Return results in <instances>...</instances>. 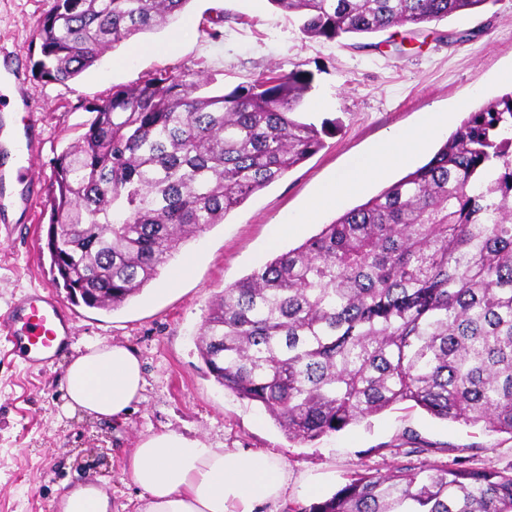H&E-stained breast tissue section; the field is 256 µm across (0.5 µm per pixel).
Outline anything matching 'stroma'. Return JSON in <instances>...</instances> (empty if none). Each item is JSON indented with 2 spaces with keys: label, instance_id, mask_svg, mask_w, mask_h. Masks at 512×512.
Instances as JSON below:
<instances>
[{
  "label": "stroma",
  "instance_id": "stroma-1",
  "mask_svg": "<svg viewBox=\"0 0 512 512\" xmlns=\"http://www.w3.org/2000/svg\"><path fill=\"white\" fill-rule=\"evenodd\" d=\"M53 0H0V46L20 62V72L44 140L40 192L28 212L0 218V315L20 295L51 288L79 316L71 347L44 370H32L0 353V512H63L69 489L92 484L110 498L109 512H140L141 491L127 469L139 442L171 431L212 447L249 448L283 460L288 492L276 504H308L330 497L356 471L385 475L399 465L424 470L457 462L485 471H512V435L434 418L401 403L342 432L302 444L288 439L258 405L215 382L196 339L224 287L319 232L322 225L376 196L405 176L396 169L369 183L300 232L287 231L269 246L272 227L301 213L316 190L348 170L393 132L415 126L425 113L453 111L449 129L487 105L512 84V0L487 11L429 24L398 53L387 34L341 41L310 38L298 20L269 0H190L169 25L134 36L108 50L77 78L36 79L37 23ZM223 16L220 37L211 20ZM176 42L175 51L164 46ZM203 79L213 93L229 92L275 71L307 74L300 110L314 123L335 128L323 148L280 180L248 197L223 223L185 243L156 280L117 310L72 304L54 287L46 247L49 177L53 161L86 129L89 103L161 70ZM192 268L176 289L172 269ZM91 342L122 344L139 356L146 380L130 413L117 420L66 414V368Z\"/></svg>",
  "mask_w": 512,
  "mask_h": 512
}]
</instances>
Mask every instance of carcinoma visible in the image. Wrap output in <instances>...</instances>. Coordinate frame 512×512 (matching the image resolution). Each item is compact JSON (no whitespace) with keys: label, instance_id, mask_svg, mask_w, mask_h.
I'll return each instance as SVG.
<instances>
[{"label":"carcinoma","instance_id":"obj_1","mask_svg":"<svg viewBox=\"0 0 512 512\" xmlns=\"http://www.w3.org/2000/svg\"><path fill=\"white\" fill-rule=\"evenodd\" d=\"M301 32L426 25L496 0H270ZM189 0H53L35 75L65 82ZM164 71L87 108L57 157L46 246L76 304L116 310L188 240L323 146L297 118L306 80L271 74L207 95ZM215 381L309 443L393 405L512 435V91L471 112L434 156L299 246L224 288L198 337ZM288 512H512V473H356Z\"/></svg>","mask_w":512,"mask_h":512}]
</instances>
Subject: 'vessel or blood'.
<instances>
[{
	"mask_svg": "<svg viewBox=\"0 0 512 512\" xmlns=\"http://www.w3.org/2000/svg\"><path fill=\"white\" fill-rule=\"evenodd\" d=\"M18 72L0 71V99L17 98L18 113L12 116L0 152L12 155L14 166L0 168V209L19 207L28 211L35 195L34 165L42 151L37 113L28 107ZM76 318L48 293L32 292L16 300L4 317L0 329L6 330L12 354L22 356L28 366L48 368L55 355L70 342Z\"/></svg>",
	"mask_w": 512,
	"mask_h": 512,
	"instance_id": "obj_1",
	"label": "vessel or blood"
}]
</instances>
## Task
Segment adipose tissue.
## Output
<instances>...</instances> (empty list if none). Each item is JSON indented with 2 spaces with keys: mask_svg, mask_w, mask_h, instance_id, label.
<instances>
[{
  "mask_svg": "<svg viewBox=\"0 0 512 512\" xmlns=\"http://www.w3.org/2000/svg\"><path fill=\"white\" fill-rule=\"evenodd\" d=\"M450 118L447 112H431L419 125L395 133L361 166L323 185L303 213L275 225L274 234L297 229L391 167L411 162ZM144 384L142 364L127 347L91 345L66 369L65 407L97 420L118 418L139 399ZM128 468L144 493L142 512H263L288 489L284 463L242 448H212L174 432L144 438Z\"/></svg>",
  "mask_w": 512,
  "mask_h": 512,
  "instance_id": "1",
  "label": "adipose tissue"
}]
</instances>
